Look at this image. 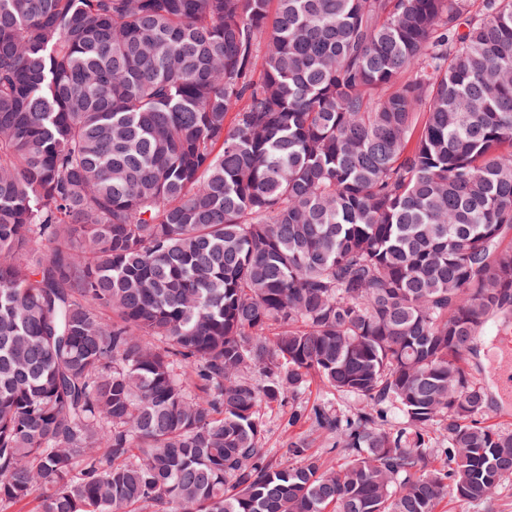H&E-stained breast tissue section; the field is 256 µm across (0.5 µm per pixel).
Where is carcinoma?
Returning <instances> with one entry per match:
<instances>
[{"label":"carcinoma","instance_id":"cac0c4a2","mask_svg":"<svg viewBox=\"0 0 512 512\" xmlns=\"http://www.w3.org/2000/svg\"><path fill=\"white\" fill-rule=\"evenodd\" d=\"M491 321L512 0H0V507L485 501ZM313 380L361 405H297ZM287 399L341 464L274 458Z\"/></svg>","mask_w":512,"mask_h":512}]
</instances>
